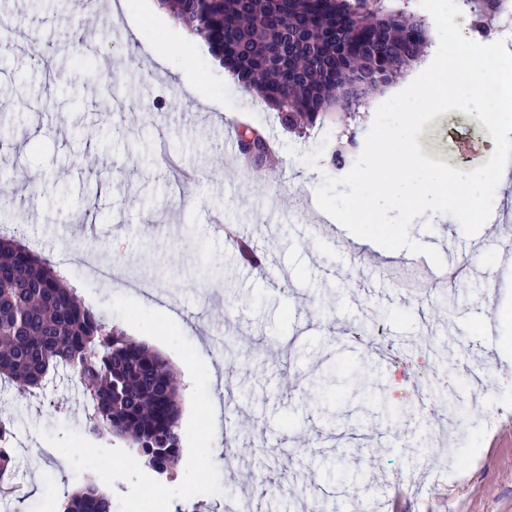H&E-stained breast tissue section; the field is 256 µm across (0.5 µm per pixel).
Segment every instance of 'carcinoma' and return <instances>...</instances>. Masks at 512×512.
Wrapping results in <instances>:
<instances>
[{
  "mask_svg": "<svg viewBox=\"0 0 512 512\" xmlns=\"http://www.w3.org/2000/svg\"><path fill=\"white\" fill-rule=\"evenodd\" d=\"M173 18L202 39L245 91L258 93L282 125L303 131L337 107L354 114L374 93L404 78L429 45L425 20L400 0H164ZM284 45L283 56L270 55ZM353 135L331 153L349 162ZM238 160L273 163L269 138L251 130ZM68 368L88 395V433L119 439L143 464L167 476L182 448L178 386L157 352L108 325L76 298L52 261L16 239L0 237V379L39 390L50 372ZM344 386L388 415L384 393L356 368ZM0 472L16 461L3 444ZM58 512H112V495L89 480L64 494Z\"/></svg>",
  "mask_w": 512,
  "mask_h": 512,
  "instance_id": "cac0c4a2",
  "label": "carcinoma"
}]
</instances>
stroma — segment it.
<instances>
[{"mask_svg": "<svg viewBox=\"0 0 512 512\" xmlns=\"http://www.w3.org/2000/svg\"><path fill=\"white\" fill-rule=\"evenodd\" d=\"M145 0H0L11 22L0 42V128L9 130L16 168L0 174V236L23 225L24 242L58 260L84 247L100 261L121 241L124 264L102 282L65 270L80 299L118 323L109 302L144 301L142 282L170 300L178 326L223 386L209 385L214 405L225 391L252 389L254 402L218 416L212 442L234 448L238 461L216 459L221 493L179 501L224 512L226 497L250 512H512V373L499 359L512 347V276L495 279L500 245H512V227L486 224L491 239L477 268L453 298L410 295L379 278V252L337 251L307 238L283 213L315 199L321 177H306L328 158L343 131L339 113L303 134L286 131L276 112L203 52L181 41L180 24ZM96 32L95 47L71 45L68 32ZM164 71L151 69L154 55ZM259 127L278 146L273 168L235 162L213 129L231 117ZM425 147L460 164L488 134L476 116L458 110L423 128ZM221 217L265 253L258 268L237 247L213 235ZM410 233L431 261L451 265L469 253L470 239L449 215L425 213ZM499 307L495 336L480 328L486 296ZM388 314L372 343L356 330L371 311ZM219 337L233 355L214 349ZM392 391L400 380L407 405L432 407L407 446L396 444L392 421L373 424L357 401L334 404L327 420L309 393L311 381L346 366ZM65 368L37 393L0 383V416L30 439L15 447L12 477L24 503L0 499V512H53L56 480L81 483L44 453L40 430L67 427L86 434L90 408ZM474 402L477 413L448 427L446 401ZM376 468H369L370 454Z\"/></svg>", "mask_w": 512, "mask_h": 512, "instance_id": "35a3bbf8", "label": "stroma"}]
</instances>
